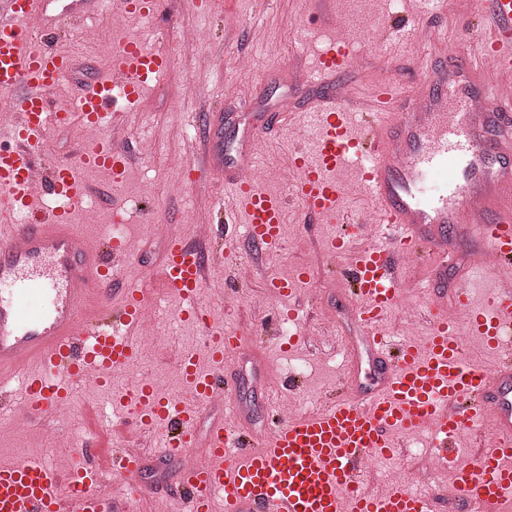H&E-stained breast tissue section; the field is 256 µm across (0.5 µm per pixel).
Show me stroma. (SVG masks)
<instances>
[{
  "label": "stroma",
  "mask_w": 512,
  "mask_h": 512,
  "mask_svg": "<svg viewBox=\"0 0 512 512\" xmlns=\"http://www.w3.org/2000/svg\"><path fill=\"white\" fill-rule=\"evenodd\" d=\"M200 9H192L188 0H162L160 11L150 19L129 14L117 15L116 0H98L94 12L88 15L80 32L72 40L83 52L75 59L74 68L63 85L51 95V109L69 105L80 89L96 80L121 40L134 35L146 44L161 43L176 57L174 65L160 79L150 94V109L129 113L125 119L128 143L133 148L149 144L144 161L130 170L121 183H113L110 174L95 169L87 174L96 193L91 203L97 214L96 223L78 214L77 221L92 241L111 236L113 223H120L124 236L137 240L141 246L138 262L128 265L124 276L129 280L143 279L157 270L166 248L165 226H173L188 237H195L197 225L207 223L208 210L190 212L191 202L198 197L220 201L224 197V177L202 175L190 184L184 179L187 161L199 149L195 117L199 114L223 113V138L232 144L240 136L243 115L274 109L283 96L304 102L322 95L319 85L298 84L297 68L313 62L321 43L331 34V24L316 21L313 0H200ZM330 11L346 17L351 37L363 42L368 23L380 24L402 14L408 48L389 57L379 51L368 54L364 65L353 70L345 85L361 95H367L379 83L398 77L412 81L420 58L428 57L427 45L417 43L416 30L420 21L414 15L413 4L396 5L394 0H332ZM470 6L465 0H450L448 5V54L463 57L477 38L478 31L469 18ZM204 28L207 38L192 46L182 44L186 30ZM258 58V67L250 72L237 66L240 55ZM223 56L224 67L215 70L214 56ZM336 225L304 223L299 212H292L282 230L283 247L273 255L256 252L247 241H239L234 249L245 267L253 269L250 278H238L235 292H226L224 279L212 280L205 288L201 301L209 303L220 294L224 304L215 308L214 325H230L239 330L247 352L240 363V388L237 398L249 414L256 430H263L267 412L262 403V382L255 374L251 352L261 354L270 369L271 381L280 383V396H294L304 409H312L337 377L350 366V357L342 343L344 337L361 336L362 330L354 318L352 303L339 273L327 264L326 245L335 236ZM307 266L312 279L304 294L296 299L303 318L289 324L291 334L302 336V346L292 354L282 353L276 342L262 338L265 329L264 288L266 277H291L296 267ZM463 270L462 265L449 267L444 279L430 273L428 263L413 271L421 284L419 292L411 294L408 304L392 312L385 320L390 335L404 336L409 332L408 310H426L431 302L452 305V289ZM334 281L329 292H322L323 281ZM161 325L154 334L139 335V342L154 357L145 365L121 372L112 380L111 390L96 383L86 384L74 397L71 429L74 439L98 440L100 455H108L114 442L128 437L131 424L114 417L111 391L122 390L141 377L150 378L157 392L164 396H180L182 386L176 370L167 361L169 350L159 341L166 326H173L178 303L162 297ZM333 322L336 335L319 336L322 324ZM298 365L299 375L306 380L304 387L285 389L291 365ZM40 420H33L26 433H18L15 424L0 422V459L10 461L25 458L48 459L54 454L40 432ZM406 452L397 461H385L381 471L395 468H419L423 471L422 490L434 495V512H466L461 502H448L443 485L433 471L427 470L422 455L428 450V433L420 431L405 437Z\"/></svg>",
  "instance_id": "1"
}]
</instances>
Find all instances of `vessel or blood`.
<instances>
[{
    "instance_id": "1",
    "label": "vessel or blood",
    "mask_w": 512,
    "mask_h": 512,
    "mask_svg": "<svg viewBox=\"0 0 512 512\" xmlns=\"http://www.w3.org/2000/svg\"><path fill=\"white\" fill-rule=\"evenodd\" d=\"M427 25L418 36L432 61H420L413 83L393 79L372 98L334 88L352 70L357 45L337 37L300 77L328 93L306 115L310 145L291 150L293 197L299 211L338 225L330 246L346 259L363 350L351 361L364 368L345 395L322 409L272 417L254 433L233 395L234 369L244 352L237 332L216 333L198 354L176 357L185 398L159 397L141 379L121 391L120 405L136 416V433L101 463L91 441L73 444L69 470L40 459L0 461V512H139L143 493L159 502L176 497L182 512H431L429 494L402 484L369 488L371 457L396 454V437L427 430L449 496L474 512L512 506V97L497 88L512 75V0H484L476 15L481 49L449 58L447 30L438 24L447 0H418ZM96 0H0V107L16 121L0 136V420L41 418L58 423L60 405L87 381L105 383L140 357L136 336L146 290L112 281L135 254L121 239L91 244L73 217L89 186L83 168L111 171L121 182L139 154L117 137L129 110L153 90L174 58L136 38L123 41L108 70L71 107L49 111L73 58L54 44L59 26L77 27ZM288 109L251 112L235 152L223 148L218 125L206 127V151L191 171L223 173L229 191L207 239L169 231L157 272L164 294L181 307L177 320L209 326L200 297L210 273L231 263L225 243L246 236L271 253L282 247L286 202L260 182L243 181L256 165L255 146L279 129ZM98 124L103 138L84 143L75 160L46 154L50 126L72 120ZM370 203V218L344 208L345 170ZM65 199L46 208V195ZM467 244L468 269L455 288L464 325L431 306L430 336L393 340L386 314L405 301L417 253L444 276L457 241ZM308 273L269 279L268 292L294 297ZM96 307H89L91 294ZM479 337L496 354L494 367L466 356L465 339ZM224 414L199 422L215 395ZM202 455L198 469L182 465ZM172 458L181 468L172 494L140 482L147 460ZM128 493L102 491L109 474Z\"/></svg>"
}]
</instances>
